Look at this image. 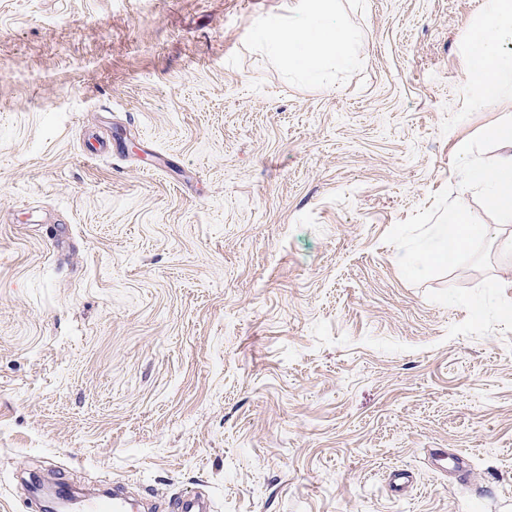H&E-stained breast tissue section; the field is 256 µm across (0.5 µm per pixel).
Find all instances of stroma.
I'll use <instances>...</instances> for the list:
<instances>
[{"label":"stroma","mask_w":512,"mask_h":512,"mask_svg":"<svg viewBox=\"0 0 512 512\" xmlns=\"http://www.w3.org/2000/svg\"><path fill=\"white\" fill-rule=\"evenodd\" d=\"M291 2L0 0V512H512V220L467 174L512 45L482 107L486 0H335L354 61L310 83L255 37ZM472 232L471 225L463 213H458L457 218L450 224H444L439 230L442 239L441 251L432 257L435 262L446 263L453 260L455 253ZM76 512H130L132 511L126 500L117 490L112 492V497L89 496L72 503Z\"/></svg>","instance_id":"stroma-1"}]
</instances>
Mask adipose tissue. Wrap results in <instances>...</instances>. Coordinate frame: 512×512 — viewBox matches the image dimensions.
<instances>
[{
    "instance_id": "adipose-tissue-1",
    "label": "adipose tissue",
    "mask_w": 512,
    "mask_h": 512,
    "mask_svg": "<svg viewBox=\"0 0 512 512\" xmlns=\"http://www.w3.org/2000/svg\"><path fill=\"white\" fill-rule=\"evenodd\" d=\"M332 0H294L287 15L261 23L260 34L265 46L287 50L292 70L300 76L316 75L333 62L352 60L353 35L339 25L324 32L304 25L303 20L326 11ZM512 43V0H490L484 26L474 29L464 51L468 64L465 71L468 83L476 86L478 103L489 106L496 102L501 91L498 71L499 48ZM470 178L489 187V206L512 217V153L501 158L497 165L475 167Z\"/></svg>"
}]
</instances>
